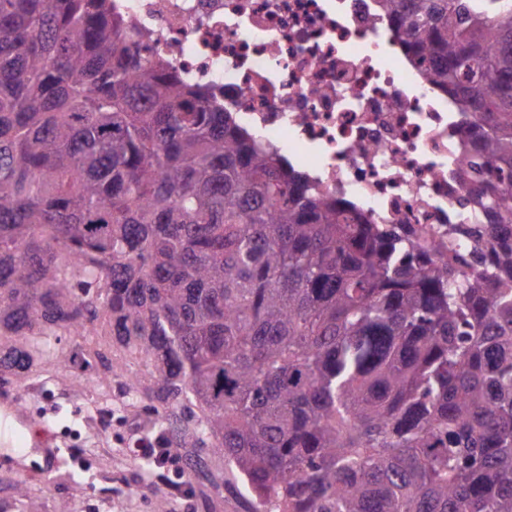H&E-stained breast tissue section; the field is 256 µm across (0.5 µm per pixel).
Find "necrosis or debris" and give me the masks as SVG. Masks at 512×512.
Listing matches in <instances>:
<instances>
[{"mask_svg": "<svg viewBox=\"0 0 512 512\" xmlns=\"http://www.w3.org/2000/svg\"><path fill=\"white\" fill-rule=\"evenodd\" d=\"M145 62L164 59L349 219L417 249H487L458 176L465 115L429 84L378 0H112Z\"/></svg>", "mask_w": 512, "mask_h": 512, "instance_id": "4bbe7bcc", "label": "necrosis or debris"}]
</instances>
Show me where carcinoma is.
<instances>
[{"instance_id": "obj_1", "label": "carcinoma", "mask_w": 512, "mask_h": 512, "mask_svg": "<svg viewBox=\"0 0 512 512\" xmlns=\"http://www.w3.org/2000/svg\"><path fill=\"white\" fill-rule=\"evenodd\" d=\"M106 0H0V369L103 316L147 436L246 512H512V0H379L463 112L482 269L350 224ZM220 461L233 474L224 478Z\"/></svg>"}]
</instances>
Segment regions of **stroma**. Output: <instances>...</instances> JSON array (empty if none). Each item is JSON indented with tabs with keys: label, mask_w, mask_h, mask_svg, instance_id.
Instances as JSON below:
<instances>
[{
	"label": "stroma",
	"mask_w": 512,
	"mask_h": 512,
	"mask_svg": "<svg viewBox=\"0 0 512 512\" xmlns=\"http://www.w3.org/2000/svg\"><path fill=\"white\" fill-rule=\"evenodd\" d=\"M62 347L72 356L70 383L43 367L25 377L8 375L7 380L14 393L29 398L36 414L50 420L55 431L51 447L71 439L81 453L64 467H37L27 479L31 499L12 503L11 512H111V503L119 499L125 512H161V499L154 492L157 479L127 454L125 417L131 413L142 422L147 414L140 408L130 413L116 409L121 380L105 385L97 378V353L131 365L135 357L113 341L103 320L87 336L66 337Z\"/></svg>",
	"instance_id": "1"
}]
</instances>
